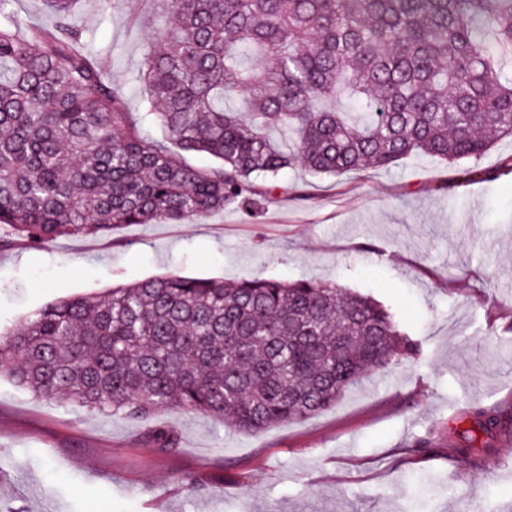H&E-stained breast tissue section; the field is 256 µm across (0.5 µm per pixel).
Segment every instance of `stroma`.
<instances>
[{"label": "stroma", "instance_id": "35a3bbf8", "mask_svg": "<svg viewBox=\"0 0 512 512\" xmlns=\"http://www.w3.org/2000/svg\"><path fill=\"white\" fill-rule=\"evenodd\" d=\"M143 0H82L89 52L142 100L152 32ZM288 194L252 215L132 224L108 237L0 248V331L59 297L136 279L185 276L336 281L391 308L421 340L404 361L351 387L331 409L244 435L194 412L105 417L33 398L0 377V512H512V438L477 436L481 477L451 464L481 405L512 411V173L467 180L411 156L338 178L289 170ZM173 429L162 452L152 430ZM201 488L189 492L183 476Z\"/></svg>", "mask_w": 512, "mask_h": 512}]
</instances>
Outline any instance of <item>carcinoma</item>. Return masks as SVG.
<instances>
[{
  "instance_id": "carcinoma-1",
  "label": "carcinoma",
  "mask_w": 512,
  "mask_h": 512,
  "mask_svg": "<svg viewBox=\"0 0 512 512\" xmlns=\"http://www.w3.org/2000/svg\"><path fill=\"white\" fill-rule=\"evenodd\" d=\"M11 2L0 0V229L29 247L257 208L293 168L343 175L421 155L493 180L478 162L512 138V0H153L174 20L145 18L161 49L144 53L138 112L81 47L79 0H44L51 28ZM241 92L243 110L224 106ZM344 99L355 111L337 108ZM196 154L214 164H191ZM421 349L388 307L337 282L168 273L34 310L0 334V374L103 416L198 412L256 434L329 410ZM469 419L477 434L512 433L497 410ZM150 441L178 445L167 430Z\"/></svg>"
}]
</instances>
